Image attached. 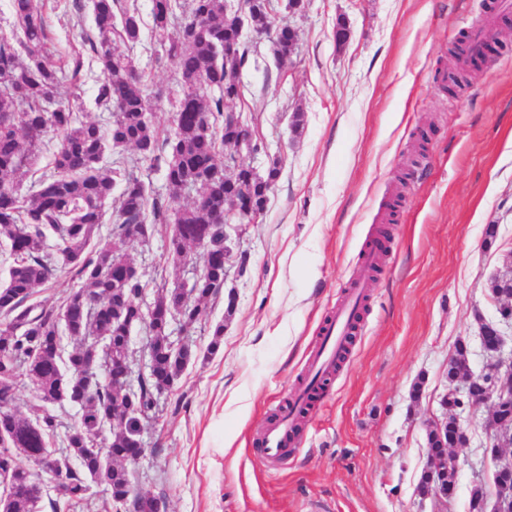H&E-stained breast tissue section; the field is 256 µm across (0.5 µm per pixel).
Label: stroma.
Instances as JSON below:
<instances>
[{
  "instance_id": "35a3bbf8",
  "label": "stroma",
  "mask_w": 512,
  "mask_h": 512,
  "mask_svg": "<svg viewBox=\"0 0 512 512\" xmlns=\"http://www.w3.org/2000/svg\"><path fill=\"white\" fill-rule=\"evenodd\" d=\"M146 21L128 52L146 75L157 126L169 128L181 93L147 18L151 0H131ZM56 56L80 47L90 10L35 0ZM351 37L337 48V19ZM297 33L290 59L277 61L268 37L254 40L231 108L262 149L239 152L258 172L280 168L266 209L229 241L222 293L174 336L198 354L163 394L134 466V485L163 497L167 512H436L417 491L426 435L448 416V359L458 343L473 371L485 356L481 320L501 305L490 279L512 251V41L486 47L468 82L448 88V46L476 30L512 25L490 17L485 0H305L280 11ZM83 118L107 123L94 104L101 69L85 53ZM494 242H486L488 225ZM388 236L382 271L345 361L310 414L286 463H266L256 439L276 407L299 389L320 326L354 281L367 279L365 244ZM112 241L147 282L145 301L191 281V265L168 260L166 236ZM247 252L246 273L236 256ZM220 349L208 354L216 324ZM418 399H411L413 386ZM485 410L457 448L464 465L447 512H468L476 485L495 473Z\"/></svg>"
}]
</instances>
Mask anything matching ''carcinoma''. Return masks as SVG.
Masks as SVG:
<instances>
[{"label":"carcinoma","instance_id":"1","mask_svg":"<svg viewBox=\"0 0 512 512\" xmlns=\"http://www.w3.org/2000/svg\"><path fill=\"white\" fill-rule=\"evenodd\" d=\"M11 9L18 26L11 36L0 38V240L7 242L11 258L7 281L0 287V477L7 480L0 488V512H34L42 498L35 496L32 475L20 457L47 454L53 442L69 448L75 462L57 473L67 483L69 499L97 512H121L134 487L128 458L138 448L144 415L197 358L191 348L174 346L171 321L177 314L188 323L197 321L224 288V225L213 219L239 194L237 182L225 172L233 165H224V148L233 142L224 133V112L229 100L240 96L237 85L224 88V69L243 66L247 50L239 39V19L224 13V0H152L153 32L181 83L177 128L161 130L150 117L147 79L123 50L140 39L139 10L122 6L120 0H91L97 38L85 32L82 40L102 73L96 105L112 113V124L103 128L80 119L77 96L57 100L50 108L49 97L58 95L61 83L80 81L83 52L75 51L66 60L54 58L47 52L49 26L34 0H11ZM250 9L252 25L274 33L276 58L284 61L293 55L296 39L288 26L272 27L266 0H254ZM51 132L58 138L51 171L24 198L22 177ZM127 147L152 165L164 163L173 194L193 192L194 201L176 208L172 198L150 196L124 156L112 155ZM279 173L274 165L256 176L258 212L265 210ZM120 182L125 187L112 236L125 238L127 225L138 224L146 240L175 221L166 250L180 264L190 257L199 260L194 303L176 287L158 296L152 314L143 317L137 302L146 284L135 266L95 240L104 206ZM50 238L57 246L54 255L44 251ZM54 264L69 268L83 285L71 289L57 307L31 303L35 290L53 275ZM136 325L148 332L150 366L139 395L132 397L118 378L116 364L126 358ZM498 332L497 324L481 323V345L492 347ZM68 337L77 341L75 347L65 342ZM453 358L450 384L470 377L467 345L458 344ZM22 376L43 403L66 400L79 406V425L61 436L58 420L48 410L33 420L18 411L15 389ZM442 404L448 407V420L440 423L441 433L427 432L430 456H440L455 444L457 400L445 397ZM113 424L117 431L107 451L95 450L94 442ZM94 484L104 486L108 497L93 499ZM134 508L157 512L166 503L142 494Z\"/></svg>","mask_w":512,"mask_h":512}]
</instances>
